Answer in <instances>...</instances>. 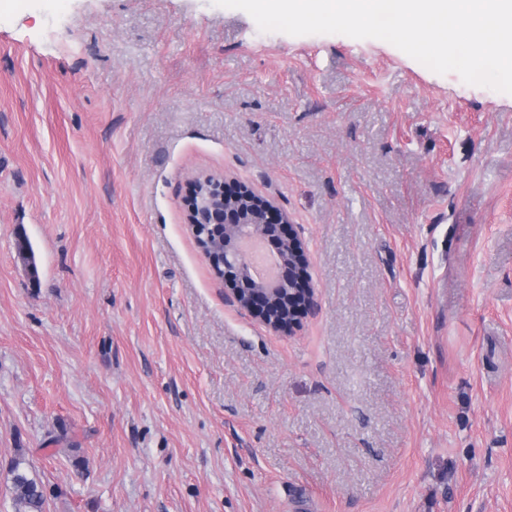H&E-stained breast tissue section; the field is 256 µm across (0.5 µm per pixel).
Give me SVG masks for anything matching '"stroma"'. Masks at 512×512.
<instances>
[{
    "instance_id": "1",
    "label": "stroma",
    "mask_w": 512,
    "mask_h": 512,
    "mask_svg": "<svg viewBox=\"0 0 512 512\" xmlns=\"http://www.w3.org/2000/svg\"><path fill=\"white\" fill-rule=\"evenodd\" d=\"M207 174L298 225L292 333L199 248ZM17 462L44 512H512V99L212 0H8L0 512Z\"/></svg>"
}]
</instances>
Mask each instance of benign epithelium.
Returning a JSON list of instances; mask_svg holds the SVG:
<instances>
[{"label": "benign epithelium", "instance_id": "7a95c632", "mask_svg": "<svg viewBox=\"0 0 512 512\" xmlns=\"http://www.w3.org/2000/svg\"><path fill=\"white\" fill-rule=\"evenodd\" d=\"M188 223L205 233L201 250L215 274L232 287L231 302L278 333H291L306 309L315 307V289L306 274L308 255L287 213L245 184L229 188L216 176L190 183ZM247 240L271 242L277 274L264 280L253 272L242 249Z\"/></svg>", "mask_w": 512, "mask_h": 512}]
</instances>
